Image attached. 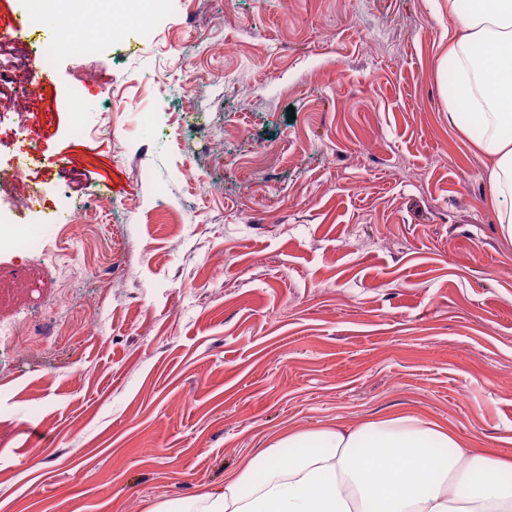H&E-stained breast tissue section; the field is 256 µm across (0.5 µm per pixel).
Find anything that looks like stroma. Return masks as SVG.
I'll return each mask as SVG.
<instances>
[{"label": "stroma", "instance_id": "35a3bbf8", "mask_svg": "<svg viewBox=\"0 0 512 512\" xmlns=\"http://www.w3.org/2000/svg\"><path fill=\"white\" fill-rule=\"evenodd\" d=\"M145 23L104 33L84 137L58 105L77 53L23 113L0 100V162L66 157L30 176L89 217L0 251L45 280L0 309L28 330L0 335V512H149L283 433L403 410L512 456V242L448 123L447 12L166 0Z\"/></svg>", "mask_w": 512, "mask_h": 512}]
</instances>
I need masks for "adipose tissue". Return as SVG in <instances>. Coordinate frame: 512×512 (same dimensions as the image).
Returning <instances> with one entry per match:
<instances>
[{"mask_svg": "<svg viewBox=\"0 0 512 512\" xmlns=\"http://www.w3.org/2000/svg\"><path fill=\"white\" fill-rule=\"evenodd\" d=\"M443 64L456 90L448 122L488 160L490 204L512 197V0H448ZM151 512H512V457L401 412L347 427L291 432L237 475Z\"/></svg>", "mask_w": 512, "mask_h": 512, "instance_id": "1", "label": "adipose tissue"}]
</instances>
